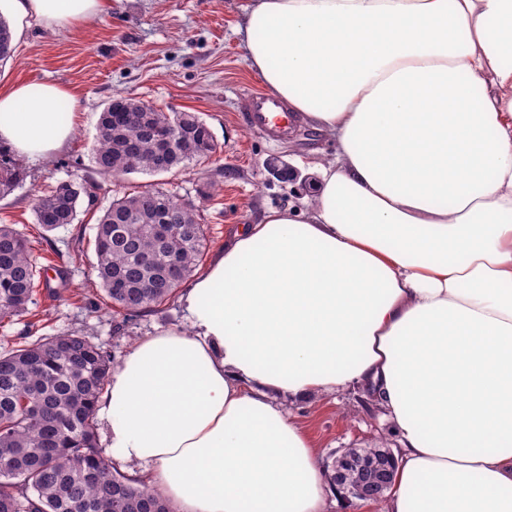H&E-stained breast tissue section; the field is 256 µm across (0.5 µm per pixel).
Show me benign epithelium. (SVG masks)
<instances>
[{"mask_svg":"<svg viewBox=\"0 0 512 512\" xmlns=\"http://www.w3.org/2000/svg\"><path fill=\"white\" fill-rule=\"evenodd\" d=\"M359 456L360 452L347 450L336 457L333 464L336 482L343 487L346 494L356 499H372L391 485L396 458L389 449L382 448L375 457L356 471L353 479L349 480L346 468L352 459Z\"/></svg>","mask_w":512,"mask_h":512,"instance_id":"1","label":"benign epithelium"}]
</instances>
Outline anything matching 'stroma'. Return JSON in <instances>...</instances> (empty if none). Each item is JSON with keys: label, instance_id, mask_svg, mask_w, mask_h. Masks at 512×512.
<instances>
[{"label": "stroma", "instance_id": "1", "mask_svg": "<svg viewBox=\"0 0 512 512\" xmlns=\"http://www.w3.org/2000/svg\"><path fill=\"white\" fill-rule=\"evenodd\" d=\"M244 0H112L110 12L77 30L55 31L35 23L0 65V80L53 82L75 89L82 101L76 130L62 151L40 163H24L25 176L0 196V224L25 233L31 253L56 274L38 280L27 314L0 321V351L24 341L76 331L121 361L131 346L156 329H188L179 299L154 312L125 319L101 289L94 265L97 219L113 189L127 192L155 184L193 203L209 226L206 257L223 250L240 224H254L266 210L311 202L318 179L314 160L333 154L324 134L299 125L273 141L239 120L241 96L261 89L248 67L236 26ZM116 97H134L163 110L197 113L210 127L216 155L179 173H133L103 181L95 201L81 200L75 224L46 231L35 224L32 203L70 174L89 173L99 114ZM277 157L296 179L271 175ZM81 258H74V250ZM307 429L323 468L346 448H395L396 435L377 404L356 389L284 400Z\"/></svg>", "mask_w": 512, "mask_h": 512}]
</instances>
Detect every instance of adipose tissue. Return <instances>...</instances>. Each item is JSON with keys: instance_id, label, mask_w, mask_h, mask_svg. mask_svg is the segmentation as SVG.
I'll use <instances>...</instances> for the list:
<instances>
[{"instance_id": "1", "label": "adipose tissue", "mask_w": 512, "mask_h": 512, "mask_svg": "<svg viewBox=\"0 0 512 512\" xmlns=\"http://www.w3.org/2000/svg\"><path fill=\"white\" fill-rule=\"evenodd\" d=\"M76 29L112 0H4ZM250 69L336 151L308 210L235 230L107 379L108 446L174 512H329L316 451L276 401L358 388L392 421L383 503L512 512V0H247ZM71 87L0 86V150L70 141Z\"/></svg>"}]
</instances>
